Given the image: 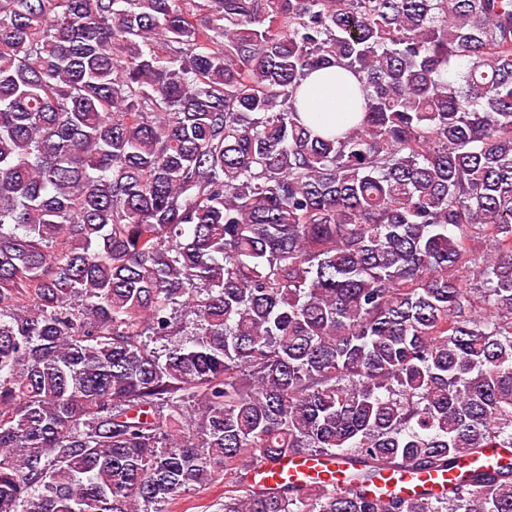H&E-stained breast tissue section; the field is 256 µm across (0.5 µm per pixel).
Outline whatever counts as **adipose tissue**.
Wrapping results in <instances>:
<instances>
[{
  "label": "adipose tissue",
  "mask_w": 512,
  "mask_h": 512,
  "mask_svg": "<svg viewBox=\"0 0 512 512\" xmlns=\"http://www.w3.org/2000/svg\"><path fill=\"white\" fill-rule=\"evenodd\" d=\"M310 92L302 96V112L321 111L327 122L341 120L344 113L360 112L361 93L355 75L336 66L312 73L306 80Z\"/></svg>",
  "instance_id": "1"
}]
</instances>
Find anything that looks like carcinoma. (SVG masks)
I'll use <instances>...</instances> for the list:
<instances>
[{
    "label": "carcinoma",
    "instance_id": "cac0c4a2",
    "mask_svg": "<svg viewBox=\"0 0 512 512\" xmlns=\"http://www.w3.org/2000/svg\"><path fill=\"white\" fill-rule=\"evenodd\" d=\"M336 65L364 118L323 136ZM486 448L512 0H0V512H512V467L378 486ZM326 456L342 491L255 475ZM305 86L310 90L304 96L300 94V115L305 118L307 112L319 110L324 119L334 123L342 119L343 113L361 112V93L359 81L355 75L341 66L320 70L312 73ZM313 92V96L310 93ZM436 475L418 474L415 472H402L399 478L390 481L387 489L400 492L404 496L410 493L414 494L421 489L433 490L435 493H445L448 491V483L440 482ZM219 501H224V482L183 493L164 508L165 512H221Z\"/></svg>",
    "mask_w": 512,
    "mask_h": 512
}]
</instances>
